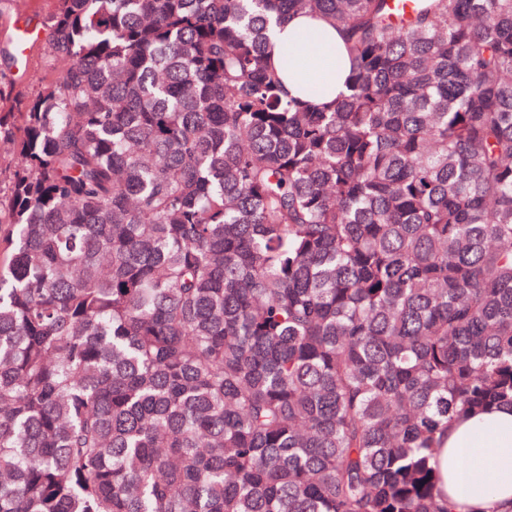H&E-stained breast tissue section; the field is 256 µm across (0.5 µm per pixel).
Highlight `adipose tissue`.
I'll list each match as a JSON object with an SVG mask.
<instances>
[{"label": "adipose tissue", "instance_id": "1", "mask_svg": "<svg viewBox=\"0 0 512 512\" xmlns=\"http://www.w3.org/2000/svg\"><path fill=\"white\" fill-rule=\"evenodd\" d=\"M308 32L315 35V58L299 62L289 57V48ZM267 62L290 96L313 105H329L347 91L350 60L344 38L322 18L299 14L276 27ZM435 464L442 490L456 512H495L512 503V406L458 418L449 427Z\"/></svg>", "mask_w": 512, "mask_h": 512}]
</instances>
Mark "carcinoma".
I'll list each match as a JSON object with an SVG mask.
<instances>
[{"label": "carcinoma", "mask_w": 512, "mask_h": 512, "mask_svg": "<svg viewBox=\"0 0 512 512\" xmlns=\"http://www.w3.org/2000/svg\"><path fill=\"white\" fill-rule=\"evenodd\" d=\"M54 2L0 81V512H452L441 437L512 403V0ZM307 32L315 33V58L299 62L292 54L285 57L289 48ZM267 62L279 73L290 96L313 105H329L347 91L345 78L350 60L344 38L322 18L299 14L276 27L267 50ZM311 85L315 86L314 91Z\"/></svg>", "instance_id": "cac0c4a2"}]
</instances>
